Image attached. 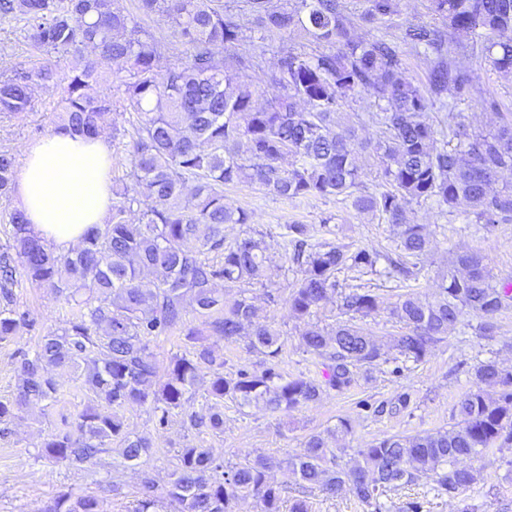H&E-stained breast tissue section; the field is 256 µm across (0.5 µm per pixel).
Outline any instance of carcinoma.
<instances>
[{"mask_svg": "<svg viewBox=\"0 0 512 512\" xmlns=\"http://www.w3.org/2000/svg\"><path fill=\"white\" fill-rule=\"evenodd\" d=\"M296 2L288 10L278 0H241L232 11L223 0H137L141 13L164 21L185 49L172 62L123 0H0V16L21 22L35 49L82 59L81 68L61 78L60 123L95 135L115 110L122 109L121 117L135 115L132 166L127 179L112 187L108 223L91 227L78 249L59 255L16 209L0 246L1 342L35 325L14 297L21 277L76 309L65 327L39 337L33 352L20 353L16 397L0 401V423L7 424L31 406L56 400L60 384L52 370L74 372L92 403L44 440L55 461L94 466L116 444L129 466L139 465L149 443L128 429L119 409L147 405L163 428L172 413L186 410L204 369L212 404L202 414H188L187 423L222 433L226 398L291 412L328 389L350 388L381 361H423L466 313L484 319L480 328L490 335L492 318L512 299V281L495 282L478 251L457 256L432 303L412 293L387 302L371 288L338 278L353 268L376 274L381 259L386 277L403 283L415 276L429 237L423 225L405 222L411 201L432 200L446 208L465 201L479 223L512 221V188L491 189L501 172L512 170V120L486 135L461 131L453 112L452 124L438 128L429 121L431 106L451 109L473 94L468 55H449V41L468 37L493 70L512 72V39L504 38L512 31V0H430L443 24H409L391 38L359 35L344 0ZM364 2L359 19L376 28L398 12L399 0ZM244 16L262 40L299 27L317 48L285 43L265 78L245 82L239 73L261 69V56L229 52L247 38ZM409 51L429 62L424 85L406 75ZM105 61L124 72L116 102L96 90L108 81ZM57 79L50 58L0 78V117L24 115L36 87ZM267 87L271 96L261 102ZM358 95L373 99L376 111L369 121L382 129L373 145L380 178L374 192L363 189L355 162L368 144L336 121L341 103ZM288 158L292 163L285 167ZM15 171L13 156L0 151L1 196L11 193ZM240 182L287 199L344 195L356 209L378 212L395 228L397 252L382 255L315 241L305 224L287 226L280 257L296 273L287 301L306 322L301 347L328 361L321 381L284 376L276 361L280 331L256 320L249 287L265 280L271 245L250 227L249 212L224 204V186ZM135 209L140 218L132 223L128 214ZM226 224L247 230L226 245ZM219 282L236 292L219 290ZM333 298L345 320L327 330L311 319ZM190 310L201 326L186 323ZM382 312L403 328L386 343L361 324ZM179 326L185 352L162 368L150 339ZM207 332L222 339L250 336L249 348L263 357L262 369L224 374V357L206 343ZM486 386L499 387L498 397H487ZM350 429L341 420L325 434L313 433L286 459L299 488L290 512H311L309 495L315 490L327 498L345 490L375 505L383 493L423 479L446 493L475 484L473 471L448 464L512 448V370L491 360L479 363L449 429L377 438L357 449L359 460L345 470L336 466L328 436ZM268 468L262 456L226 466L211 449L188 446L175 456L165 495L143 477L135 512H159L164 499L177 512H233L247 497L256 500L259 512H280L281 490L267 480ZM43 512L103 507L95 496L65 492Z\"/></svg>", "mask_w": 512, "mask_h": 512, "instance_id": "carcinoma-1", "label": "carcinoma"}]
</instances>
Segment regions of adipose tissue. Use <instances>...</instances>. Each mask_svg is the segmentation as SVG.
<instances>
[{
    "mask_svg": "<svg viewBox=\"0 0 512 512\" xmlns=\"http://www.w3.org/2000/svg\"><path fill=\"white\" fill-rule=\"evenodd\" d=\"M111 186L109 140L59 126L25 145L12 194L34 234L65 253L90 227L106 223Z\"/></svg>",
    "mask_w": 512,
    "mask_h": 512,
    "instance_id": "obj_1",
    "label": "adipose tissue"
}]
</instances>
